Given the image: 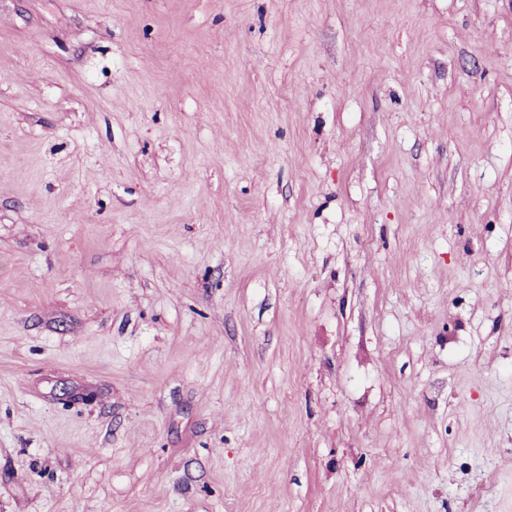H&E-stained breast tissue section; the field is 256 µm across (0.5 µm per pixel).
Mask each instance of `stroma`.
Here are the masks:
<instances>
[{
    "label": "stroma",
    "mask_w": 512,
    "mask_h": 512,
    "mask_svg": "<svg viewBox=\"0 0 512 512\" xmlns=\"http://www.w3.org/2000/svg\"><path fill=\"white\" fill-rule=\"evenodd\" d=\"M0 512H512V0H0Z\"/></svg>",
    "instance_id": "35a3bbf8"
}]
</instances>
